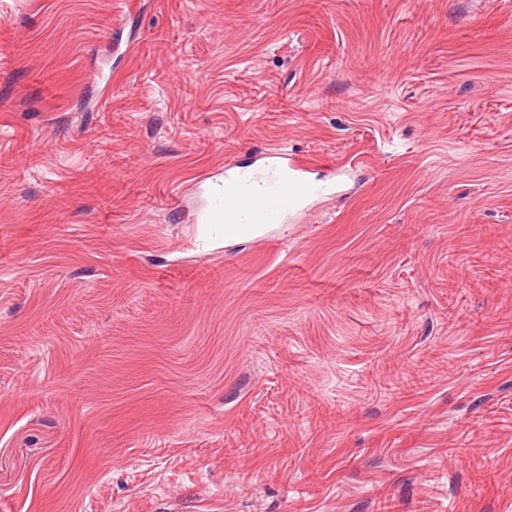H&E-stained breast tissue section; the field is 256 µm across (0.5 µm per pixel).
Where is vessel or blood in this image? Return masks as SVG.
I'll use <instances>...</instances> for the list:
<instances>
[{
    "label": "vessel or blood",
    "mask_w": 512,
    "mask_h": 512,
    "mask_svg": "<svg viewBox=\"0 0 512 512\" xmlns=\"http://www.w3.org/2000/svg\"><path fill=\"white\" fill-rule=\"evenodd\" d=\"M265 174L258 191H249L250 172L236 163L224 168V185L212 196L210 212L225 224H277L298 211L305 201L325 193L322 184L308 181L309 161L279 148L266 155ZM252 206H245V199Z\"/></svg>",
    "instance_id": "b4317fda"
}]
</instances>
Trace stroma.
<instances>
[{
    "instance_id": "obj_1",
    "label": "stroma",
    "mask_w": 512,
    "mask_h": 512,
    "mask_svg": "<svg viewBox=\"0 0 512 512\" xmlns=\"http://www.w3.org/2000/svg\"><path fill=\"white\" fill-rule=\"evenodd\" d=\"M385 502L512 512V0H0V512ZM265 174L254 175L246 167L228 162L224 168V186L212 196V219H220L224 225V241L248 239L261 235L269 225L279 224L286 215L298 211L306 200H314L325 194L326 187L310 182L305 174L310 162L293 157L280 148L271 149L266 155ZM254 178L260 188L256 194L247 186ZM255 197L251 207L239 205L241 199ZM226 226H228L226 228Z\"/></svg>"
}]
</instances>
